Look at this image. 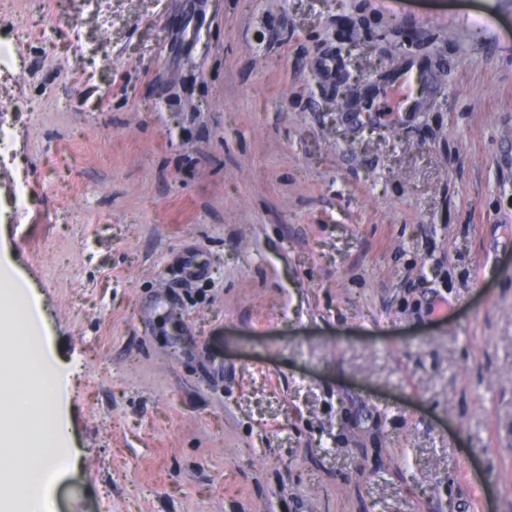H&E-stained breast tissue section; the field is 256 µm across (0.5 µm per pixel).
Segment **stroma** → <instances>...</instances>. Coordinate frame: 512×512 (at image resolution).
<instances>
[{
    "label": "stroma",
    "mask_w": 512,
    "mask_h": 512,
    "mask_svg": "<svg viewBox=\"0 0 512 512\" xmlns=\"http://www.w3.org/2000/svg\"><path fill=\"white\" fill-rule=\"evenodd\" d=\"M1 45L55 512H512V0H0Z\"/></svg>",
    "instance_id": "35a3bbf8"
}]
</instances>
